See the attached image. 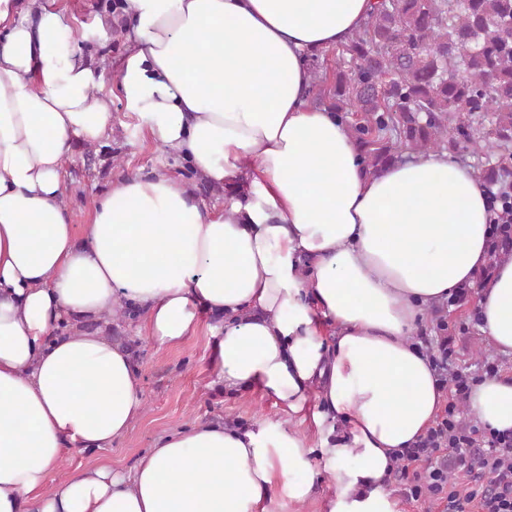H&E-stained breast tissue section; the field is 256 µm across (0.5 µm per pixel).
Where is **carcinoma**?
I'll return each instance as SVG.
<instances>
[{
  "label": "carcinoma",
  "instance_id": "cac0c4a2",
  "mask_svg": "<svg viewBox=\"0 0 512 512\" xmlns=\"http://www.w3.org/2000/svg\"><path fill=\"white\" fill-rule=\"evenodd\" d=\"M324 62L311 57L308 93L360 114L350 128L368 169L405 147L482 158L489 190L512 174V0H376L335 68ZM509 257L512 232L492 241L480 278Z\"/></svg>",
  "mask_w": 512,
  "mask_h": 512
}]
</instances>
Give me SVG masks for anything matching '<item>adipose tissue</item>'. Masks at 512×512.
<instances>
[{
	"instance_id": "ef3b65f1",
	"label": "adipose tissue",
	"mask_w": 512,
	"mask_h": 512,
	"mask_svg": "<svg viewBox=\"0 0 512 512\" xmlns=\"http://www.w3.org/2000/svg\"><path fill=\"white\" fill-rule=\"evenodd\" d=\"M372 3L124 0L125 110L232 195L210 208L168 173L130 175L79 234L63 169L112 132L104 69L56 0H0V512H288L320 473L337 489L326 512H398L384 481L444 398L417 319L477 284L481 331L512 355V257L480 279L490 212L470 166L415 153L367 172L340 116L308 106L309 55L346 43ZM124 301L161 346L223 316L216 384L291 414L316 399L318 452L284 422L198 421L131 472L52 482L68 449L111 447L142 414L128 353L81 327ZM468 402L512 430V379Z\"/></svg>"
}]
</instances>
